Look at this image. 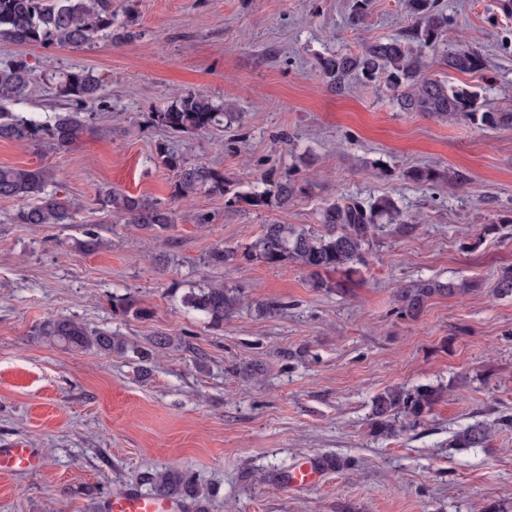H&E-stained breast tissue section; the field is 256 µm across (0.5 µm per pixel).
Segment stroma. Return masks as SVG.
Here are the masks:
<instances>
[{
	"label": "stroma",
	"instance_id": "stroma-1",
	"mask_svg": "<svg viewBox=\"0 0 512 512\" xmlns=\"http://www.w3.org/2000/svg\"><path fill=\"white\" fill-rule=\"evenodd\" d=\"M452 37L486 60L475 75L429 74L477 86L488 107L512 109V13L500 0H439ZM351 0H112L117 23L83 49L0 40V66L23 54L37 79L7 103L46 118L60 105L44 77L88 68L104 78L106 107L86 109L87 132L56 152L0 141V166L42 168L73 207V221L18 224L23 201L0 199V447L37 449L40 469L0 476V512H96L129 488L149 494L151 476L190 471L205 512H485L512 507V296L497 278L512 266V129L486 130L399 108L384 84L331 87L322 57L397 36L404 0H371L364 27L346 23ZM201 92L240 113L225 130L173 133L154 112L175 94ZM205 164L237 189L296 174L311 195L285 211H234L220 195L174 203L173 230L145 232L102 212L112 188L172 201L174 173L160 149ZM417 164L456 170L464 186L418 184ZM392 196L414 227L386 225L366 267L341 292L310 288L303 269L234 260L209 263L217 247L242 250L277 219L311 225L339 197ZM102 245L81 247L86 229ZM168 259L158 267L156 256ZM427 279L466 292L428 301L418 318L397 311L396 293ZM221 281L239 304L212 329L181 302L190 288ZM135 296L147 317L125 311ZM281 303L272 316L257 302ZM70 317L111 331V353L71 352L35 327ZM160 333L194 352L167 349L149 375L134 348ZM447 386L414 429L370 431L372 398L392 386ZM477 421L495 429L487 447H449ZM334 457L340 469L293 488L301 462Z\"/></svg>",
	"mask_w": 512,
	"mask_h": 512
}]
</instances>
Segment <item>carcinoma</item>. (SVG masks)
Listing matches in <instances>:
<instances>
[{
    "label": "carcinoma",
    "mask_w": 512,
    "mask_h": 512,
    "mask_svg": "<svg viewBox=\"0 0 512 512\" xmlns=\"http://www.w3.org/2000/svg\"><path fill=\"white\" fill-rule=\"evenodd\" d=\"M370 0H355L348 17L350 27H362L368 17ZM412 25L400 36L365 45L356 52L336 54L320 61L330 84L337 88L357 74L370 84L384 81L393 92L397 105L407 112L448 118L463 116L487 129L512 128V111H495L484 104L481 92L467 84L427 76L426 52L439 56L450 70L474 74L484 70L485 60L476 49L448 41V14L436 0H406ZM102 32L111 34L118 44L134 37L128 29L112 28V0H0V37L20 45H58L84 48L92 45ZM56 97L66 102V111L51 121L0 112V140L28 145H48L61 151L69 149L85 129L82 110L101 102L103 79L90 69L65 70L51 77ZM35 81L34 69L24 57L0 68V101H15L27 95ZM239 119L203 93L174 98L164 110L153 114V122L175 132H203ZM162 163L175 173L173 197L190 200L195 195L224 196L225 207L232 210H284L307 194L311 182L290 176L270 184L237 191L224 174L206 165L188 166L168 151H161ZM406 177L419 184L446 181L456 186L466 183L464 174L432 166L413 167ZM0 198L22 199L30 205L19 210V224H69L70 201L59 190L50 188L42 169L0 166ZM101 210L117 213L128 223L147 232L169 230L176 222L175 210L141 197L106 189L98 199ZM317 227H297L277 219L263 226L262 232L242 252L243 260L269 267L290 262L302 267L309 287L317 291H340L345 283L366 265L375 235L386 224L409 228L396 201L389 195L368 200L341 197L326 201L316 213ZM339 271L344 279L333 281L325 274ZM463 289L452 281L420 280L396 294L400 310L417 316L435 296H454ZM183 306L201 315L215 330L224 327V317L236 307L234 290L222 283L191 288L182 297ZM35 336L73 351L110 353L115 341L112 332L90 328L70 318H48L35 329ZM153 351L169 348L190 349L181 336L158 334L151 340ZM445 392L442 386L422 385L413 389L393 386L377 394L372 402L370 427L373 434L388 436L421 424ZM492 438L491 425L475 422L456 431L450 447L484 448ZM153 489L157 494L177 495L188 501L197 497L194 477L175 465L156 474Z\"/></svg>",
    "instance_id": "cac0c4a2"
}]
</instances>
